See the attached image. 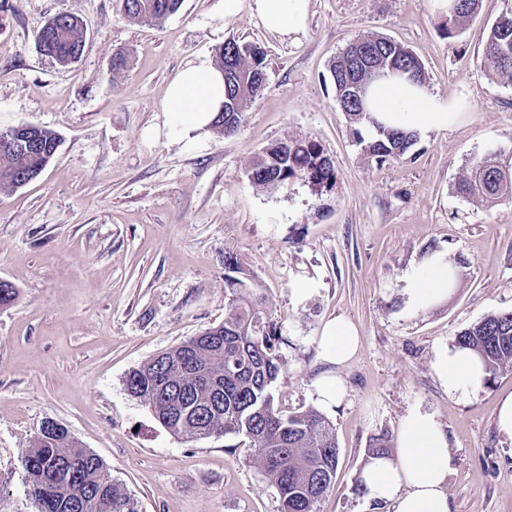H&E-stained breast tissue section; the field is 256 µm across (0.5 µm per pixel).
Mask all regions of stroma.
Returning a JSON list of instances; mask_svg holds the SVG:
<instances>
[{
  "mask_svg": "<svg viewBox=\"0 0 512 512\" xmlns=\"http://www.w3.org/2000/svg\"><path fill=\"white\" fill-rule=\"evenodd\" d=\"M216 2L183 0L156 26L127 21L116 0H0V129L34 124L60 140L35 180L0 189V280L17 290L0 307V512H36L24 456L48 419L101 457L141 512H279L250 448L219 435L178 438L125 386L132 369L223 323L228 250L262 284L286 340L281 410L316 407L325 322L341 315L360 330V350L341 370L346 397L327 413L340 459L320 512H392L354 485L372 437L397 439L417 408L448 435L450 512H512V439L495 421L512 368L463 398L449 397L432 369L463 329L512 310V203L488 209L454 192L473 159L512 151V83L481 67L505 0H481L453 36L433 0H310L294 41L246 10L224 24ZM62 10L88 29L81 60L67 68L34 45ZM368 36L411 49L428 91L460 114L383 164L356 145L329 72ZM229 40L259 45L268 60L266 88L239 130L210 134L194 153L155 136L172 76ZM121 54L128 66L113 72ZM286 137L319 144L336 165L334 187L252 184V160ZM437 251L453 260L457 286L407 312V279Z\"/></svg>",
  "mask_w": 512,
  "mask_h": 512,
  "instance_id": "35a3bbf8",
  "label": "stroma"
}]
</instances>
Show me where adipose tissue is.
Masks as SVG:
<instances>
[{
	"instance_id": "ef3b65f1",
	"label": "adipose tissue",
	"mask_w": 512,
	"mask_h": 512,
	"mask_svg": "<svg viewBox=\"0 0 512 512\" xmlns=\"http://www.w3.org/2000/svg\"><path fill=\"white\" fill-rule=\"evenodd\" d=\"M310 0H218L217 12L233 21L242 9L265 29L290 39L304 33ZM224 105V75L208 57L188 62L169 81L162 103L163 131L185 150L198 149ZM369 107L377 121L410 131L445 129L456 124L452 105L399 77L374 83ZM456 284V268L447 254L427 257L407 282L406 308L414 312L447 299ZM359 330L339 316L326 323L319 340L320 359L331 372L315 379L318 403L327 409L344 397L339 369L357 353ZM433 370L449 395L465 397L483 387L487 373L470 350L456 348L437 355ZM452 470L448 436L433 414L414 409L403 418L393 456L369 461L360 478L368 497L390 503L393 512H449L445 484Z\"/></svg>"
}]
</instances>
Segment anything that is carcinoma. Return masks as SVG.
I'll return each mask as SVG.
<instances>
[{"label": "carcinoma", "instance_id": "obj_1", "mask_svg": "<svg viewBox=\"0 0 512 512\" xmlns=\"http://www.w3.org/2000/svg\"><path fill=\"white\" fill-rule=\"evenodd\" d=\"M131 22L160 25L175 14L182 0H118ZM480 0H448V35L474 20ZM52 59L72 65L85 50L87 31L67 11L57 13L56 28L38 31ZM235 51V70L224 74V111L212 129L230 135L241 126L249 104L266 88L267 55L254 43L227 41L216 64L226 67ZM481 67L512 81V4L490 28ZM336 104L357 125L354 138L361 151L378 163L400 159L416 135L398 127L376 129L367 139L358 126L371 124L364 99L351 98L347 86H366L390 75L406 76L420 85L426 76L415 54L399 42L371 36L350 42L330 66ZM28 135L30 147L16 152L0 138V186L22 187L52 161L58 135L51 129L13 127ZM250 180L259 187L286 188L300 179L318 188L336 183V168L317 143L284 139L268 145L252 161ZM457 197L491 206L512 201V159L503 151L474 159L455 185ZM259 287L243 258L224 252V292L229 304L224 323L169 349L130 371L128 393L147 405L159 424L184 439L211 435L234 437L252 448L263 477L279 497V512H319L318 505L334 485L339 445L332 422L315 408L286 413L275 404L274 387L282 369L280 328L258 302ZM456 344L475 353L489 379L512 367V311L491 313L456 336ZM64 425L35 438L24 457L27 492L38 512H140L139 502L114 481L102 459L73 447Z\"/></svg>", "mask_w": 512, "mask_h": 512}]
</instances>
